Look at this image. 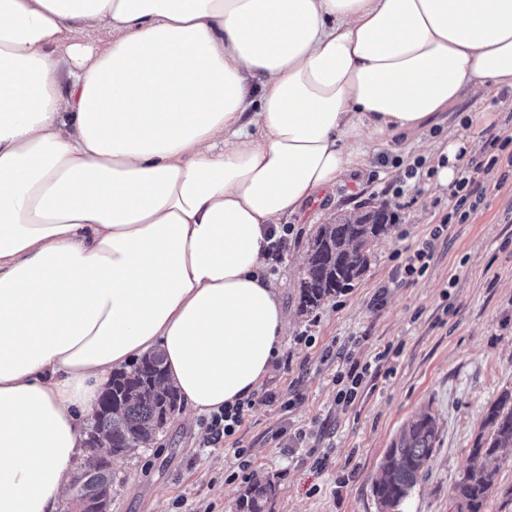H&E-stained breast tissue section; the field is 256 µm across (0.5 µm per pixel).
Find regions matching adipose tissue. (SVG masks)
Segmentation results:
<instances>
[{
	"label": "adipose tissue",
	"instance_id": "adipose-tissue-1",
	"mask_svg": "<svg viewBox=\"0 0 512 512\" xmlns=\"http://www.w3.org/2000/svg\"><path fill=\"white\" fill-rule=\"evenodd\" d=\"M505 88L512 0H0V512H57L143 353L195 414L248 397L281 220Z\"/></svg>",
	"mask_w": 512,
	"mask_h": 512
}]
</instances>
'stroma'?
Here are the masks:
<instances>
[{
  "instance_id": "stroma-1",
  "label": "stroma",
  "mask_w": 512,
  "mask_h": 512,
  "mask_svg": "<svg viewBox=\"0 0 512 512\" xmlns=\"http://www.w3.org/2000/svg\"><path fill=\"white\" fill-rule=\"evenodd\" d=\"M512 90L476 100L462 94L420 136H401L383 152L399 165L379 167L380 153L300 214L289 217L288 249L269 272L290 322L272 374L254 393L240 429L209 445L200 416L176 415L151 447L118 459L121 482L112 512H237L253 481H271L265 512H379L372 482L385 451L416 413L431 412L439 441L422 481L401 512H457L452 487L470 464L485 411L512 389ZM477 137L473 159L488 157L489 139L507 147L490 173H476L485 196L469 218L431 231L450 212L446 187L424 170L439 146ZM401 186L394 196L389 185ZM384 206L394 221L376 240L352 288L310 313L300 312V256L321 224L360 209ZM433 253L426 273L397 279L399 257L425 241ZM387 287L383 304L374 295ZM394 349L393 357L375 356ZM369 365L355 402L337 403V372ZM488 465L496 472L486 512H512V448Z\"/></svg>"
}]
</instances>
